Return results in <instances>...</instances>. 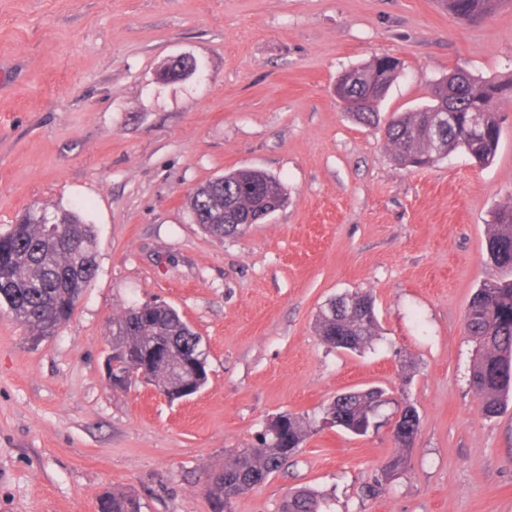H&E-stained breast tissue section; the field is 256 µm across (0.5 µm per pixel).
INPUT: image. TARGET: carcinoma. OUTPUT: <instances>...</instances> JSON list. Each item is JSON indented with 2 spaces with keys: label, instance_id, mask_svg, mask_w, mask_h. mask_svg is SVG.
Returning a JSON list of instances; mask_svg holds the SVG:
<instances>
[{
  "label": "carcinoma",
  "instance_id": "1",
  "mask_svg": "<svg viewBox=\"0 0 512 512\" xmlns=\"http://www.w3.org/2000/svg\"><path fill=\"white\" fill-rule=\"evenodd\" d=\"M512 0H444L460 21L474 22L496 13ZM400 69L388 55L353 68L337 83L366 102L354 118L365 125L380 122L377 110L384 95H367L375 80L391 85ZM512 95V78L482 79L457 70L431 88L429 104L391 116L385 123V143L397 163L425 168L448 153L461 149L476 162L493 159L501 136L496 104ZM459 103L461 112L448 126L438 129L433 114ZM486 108V133L478 141L469 136L466 109ZM286 199L276 177L256 170L219 176L201 184L189 197V208L202 230L215 236L242 231V225L256 213L259 194ZM43 210L32 208L22 219L0 234V307L24 325L35 339L53 335L71 318L75 307L96 275V237L78 210L54 214L60 235L46 233L41 222ZM487 251L499 275L484 281L471 298L464 329L477 349L469 386L480 409L487 416L499 414L512 391V202L497 206L486 239ZM347 306L336 310V300L320 311L317 332L336 350L360 351L378 336L374 302L367 295L344 296ZM112 360L127 372L120 389H128L143 378L170 400L198 392L207 381L208 352L202 336L167 304L132 307L112 319ZM380 390L348 391L336 396L327 410L343 420L344 430L365 436L371 427L362 425V415ZM311 424L303 417L279 415L268 423L255 448L230 454L224 465L211 472L205 495L219 512L224 510V491L244 495L276 474L289 454L305 441ZM323 499L313 489L297 490L282 501L280 512H321ZM99 512H142L140 499L132 492L112 490L99 499Z\"/></svg>",
  "mask_w": 512,
  "mask_h": 512
}]
</instances>
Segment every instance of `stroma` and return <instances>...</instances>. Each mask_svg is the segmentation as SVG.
Masks as SVG:
<instances>
[{
  "label": "stroma",
  "mask_w": 512,
  "mask_h": 512,
  "mask_svg": "<svg viewBox=\"0 0 512 512\" xmlns=\"http://www.w3.org/2000/svg\"><path fill=\"white\" fill-rule=\"evenodd\" d=\"M390 55L402 70L382 118L430 101L461 69L512 77V4L456 19L441 0H0V233L26 210L82 206L95 279L56 335L32 341L0 312V512H98L112 488L142 512H212L202 491L275 415L314 426L299 450L224 512H279L300 487L329 512H512V405L484 417L463 317L497 271L486 231L512 199V100L494 160L457 150L398 166L382 127L344 112L345 70ZM176 56L197 68L165 81ZM259 169L285 205L215 237L187 204L199 184ZM375 300L378 336L330 349L321 308ZM168 303L208 345V380L169 401L113 389L112 320ZM383 389L379 425L320 426L351 389ZM420 431L401 469L389 421Z\"/></svg>",
  "instance_id": "stroma-1"
}]
</instances>
